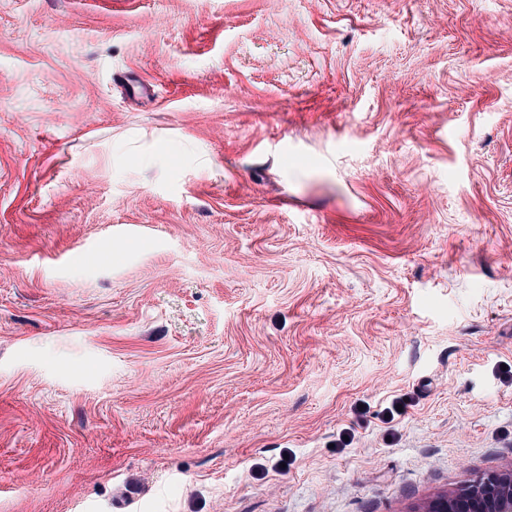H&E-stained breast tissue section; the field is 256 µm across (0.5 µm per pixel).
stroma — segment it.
<instances>
[{"instance_id": "stroma-1", "label": "stroma", "mask_w": 512, "mask_h": 512, "mask_svg": "<svg viewBox=\"0 0 512 512\" xmlns=\"http://www.w3.org/2000/svg\"><path fill=\"white\" fill-rule=\"evenodd\" d=\"M506 18L0 0V512H422L512 468Z\"/></svg>"}]
</instances>
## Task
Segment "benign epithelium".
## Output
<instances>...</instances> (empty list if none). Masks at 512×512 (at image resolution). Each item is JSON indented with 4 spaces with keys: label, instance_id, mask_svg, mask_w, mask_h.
<instances>
[{
    "label": "benign epithelium",
    "instance_id": "obj_1",
    "mask_svg": "<svg viewBox=\"0 0 512 512\" xmlns=\"http://www.w3.org/2000/svg\"><path fill=\"white\" fill-rule=\"evenodd\" d=\"M424 512H512V468L479 475L430 500Z\"/></svg>",
    "mask_w": 512,
    "mask_h": 512
}]
</instances>
